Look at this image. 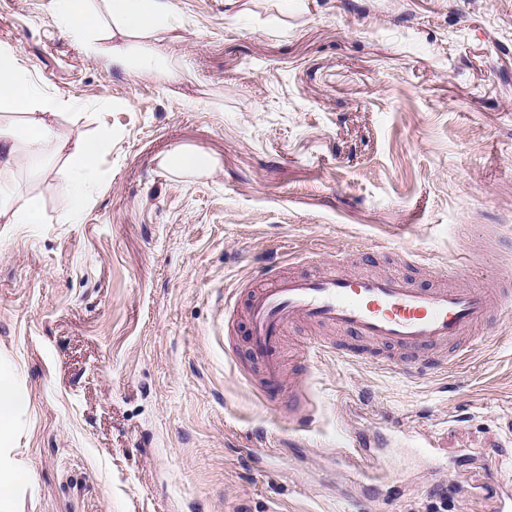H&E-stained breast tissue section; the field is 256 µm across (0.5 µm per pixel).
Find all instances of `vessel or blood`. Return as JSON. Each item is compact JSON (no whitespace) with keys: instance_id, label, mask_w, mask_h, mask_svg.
I'll list each match as a JSON object with an SVG mask.
<instances>
[{"instance_id":"b4317fda","label":"vessel or blood","mask_w":512,"mask_h":512,"mask_svg":"<svg viewBox=\"0 0 512 512\" xmlns=\"http://www.w3.org/2000/svg\"><path fill=\"white\" fill-rule=\"evenodd\" d=\"M440 285L415 288L398 275L352 276L332 270L321 276H285L270 269L269 283L249 288L244 323L249 351L262 369L264 402L288 398L294 420L307 426L311 418L308 385L284 386L282 343L290 323L305 320L340 330L349 341L333 345L337 357L360 354V345L376 341L403 351L409 363L435 367V353L448 354L452 366L467 361L480 337L478 328L494 312L512 311V281L498 288L464 285L456 266L439 269ZM388 439L352 438L347 451L371 480L387 479Z\"/></svg>"}]
</instances>
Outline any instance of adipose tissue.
Returning a JSON list of instances; mask_svg holds the SVG:
<instances>
[{
	"label": "adipose tissue",
	"mask_w": 512,
	"mask_h": 512,
	"mask_svg": "<svg viewBox=\"0 0 512 512\" xmlns=\"http://www.w3.org/2000/svg\"><path fill=\"white\" fill-rule=\"evenodd\" d=\"M119 41L103 50L109 63L137 77L176 80L180 63L163 55L154 39L164 33L173 15L172 0H108ZM0 105L28 112L23 127L0 123V172L38 159L47 146L63 154L61 170L67 190L62 207L77 216L84 201V185L97 172L102 146L94 139L59 138L52 122L55 101L37 97L26 69L19 66L13 49L0 47ZM20 369L0 354V512H15L27 481L26 469L16 455L20 422L28 402L19 392Z\"/></svg>",
	"instance_id": "adipose-tissue-1"
}]
</instances>
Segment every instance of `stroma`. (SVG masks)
Segmentation results:
<instances>
[{
    "instance_id": "35a3bbf8",
    "label": "stroma",
    "mask_w": 512,
    "mask_h": 512,
    "mask_svg": "<svg viewBox=\"0 0 512 512\" xmlns=\"http://www.w3.org/2000/svg\"><path fill=\"white\" fill-rule=\"evenodd\" d=\"M158 48L181 79L107 63L106 0L83 40L50 0H0V45L62 97L65 138L100 139L77 217L62 159L9 173L39 224L0 223V353L29 401L18 512H498L512 484V314L468 364L407 375L312 354L335 329L289 325L284 381L310 379L313 421L265 404L224 297L270 267L512 271V0H174ZM178 149L212 161L187 173ZM403 422L393 499L364 489L348 437ZM431 436L432 454L418 451ZM473 454L453 469L462 450ZM458 462V461H457Z\"/></svg>"
}]
</instances>
